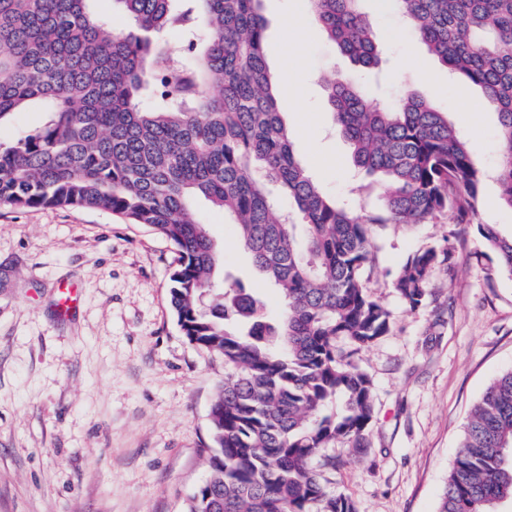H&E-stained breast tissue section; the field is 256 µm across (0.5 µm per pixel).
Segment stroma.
<instances>
[{"mask_svg": "<svg viewBox=\"0 0 512 512\" xmlns=\"http://www.w3.org/2000/svg\"><path fill=\"white\" fill-rule=\"evenodd\" d=\"M309 0H260L271 74L302 67L303 84L278 90L297 157L323 191L344 200L363 189L367 210L383 199L351 162L322 84L349 75L382 102L416 94L447 113L487 172L501 162L497 110L447 69L395 12L391 0H360L385 49L381 79L313 30L287 46L279 18ZM226 270L261 288L234 225L199 204ZM512 232V209L487 179L476 224L444 214L427 224H391L376 240L369 293L393 316L392 331L359 363L372 377L376 414L364 453L329 449L330 485L357 512H436L470 412L485 389L512 371V279L477 232ZM448 246L452 268H436L426 304L409 309L391 280L423 245ZM174 246L151 229L81 208L0 206V512H185L211 456L210 410L224 383L222 356L184 336L168 302ZM78 290L70 314L62 287Z\"/></svg>", "mask_w": 512, "mask_h": 512, "instance_id": "35a3bbf8", "label": "stroma"}]
</instances>
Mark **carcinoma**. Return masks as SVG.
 Segmentation results:
<instances>
[{
  "instance_id": "1",
  "label": "carcinoma",
  "mask_w": 512,
  "mask_h": 512,
  "mask_svg": "<svg viewBox=\"0 0 512 512\" xmlns=\"http://www.w3.org/2000/svg\"><path fill=\"white\" fill-rule=\"evenodd\" d=\"M0 0V119L31 105L43 123L0 141V205L110 212L166 237L178 254L169 303L190 342L224 357L211 410L207 479L187 512H356L324 470L339 445L367 447L375 415L361 353L389 335L391 312L365 286L388 224L452 213L470 224L486 171L448 115L410 94L380 108L344 74L323 78L354 167L380 180L386 211L358 216L297 158L267 70L258 0ZM324 35L365 69L384 49L359 0H310ZM398 14L453 74L498 110L495 180L512 208V0H396ZM185 32V59L170 46ZM224 213L283 308L233 280L210 287L220 251L197 216ZM512 278V234L478 225ZM452 253L422 246L391 288L412 310ZM512 503V373L473 407L437 512Z\"/></svg>"
}]
</instances>
